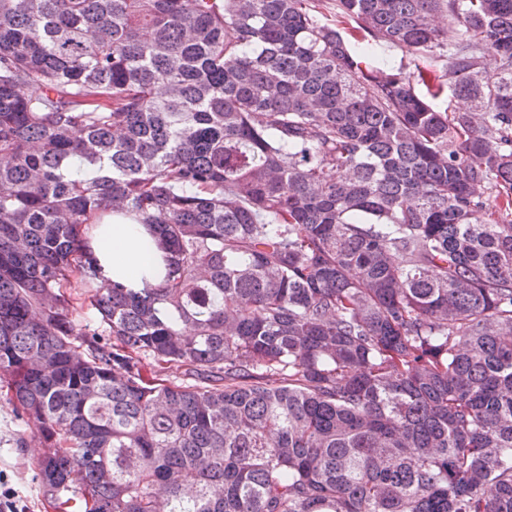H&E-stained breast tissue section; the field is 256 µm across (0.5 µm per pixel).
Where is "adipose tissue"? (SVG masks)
Listing matches in <instances>:
<instances>
[{"label":"adipose tissue","instance_id":"ef3b65f1","mask_svg":"<svg viewBox=\"0 0 512 512\" xmlns=\"http://www.w3.org/2000/svg\"><path fill=\"white\" fill-rule=\"evenodd\" d=\"M89 247L106 279L135 290L158 286L163 280L166 253L147 227L131 215H103Z\"/></svg>","mask_w":512,"mask_h":512}]
</instances>
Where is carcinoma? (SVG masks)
Here are the masks:
<instances>
[{
  "instance_id": "carcinoma-1",
  "label": "carcinoma",
  "mask_w": 512,
  "mask_h": 512,
  "mask_svg": "<svg viewBox=\"0 0 512 512\" xmlns=\"http://www.w3.org/2000/svg\"><path fill=\"white\" fill-rule=\"evenodd\" d=\"M0 383L53 512H512V0H0ZM88 240L104 278L139 290L158 286L165 274V251L133 216L108 212Z\"/></svg>"
}]
</instances>
